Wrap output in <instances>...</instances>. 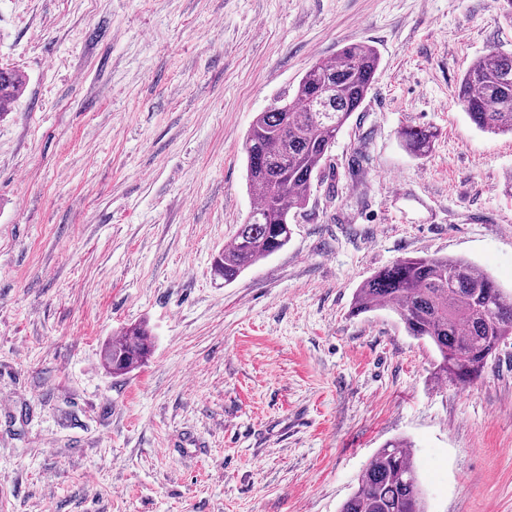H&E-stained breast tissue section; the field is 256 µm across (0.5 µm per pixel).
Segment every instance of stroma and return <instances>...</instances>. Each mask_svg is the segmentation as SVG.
<instances>
[{"label": "stroma", "instance_id": "1", "mask_svg": "<svg viewBox=\"0 0 512 512\" xmlns=\"http://www.w3.org/2000/svg\"><path fill=\"white\" fill-rule=\"evenodd\" d=\"M358 42L380 66L329 182L224 283L255 116ZM493 49L501 0H0L26 76L0 119V512H338L395 439L426 512H512V339L460 390L391 309L351 312L405 257L512 293V136L457 98ZM138 323L150 355L112 374ZM405 149L416 157L427 156L434 145L435 132L422 127L406 126L400 132ZM151 349V333L146 326L139 324L127 328L120 337L109 340L104 359L113 373H127L142 362Z\"/></svg>", "mask_w": 512, "mask_h": 512}]
</instances>
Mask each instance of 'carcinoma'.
<instances>
[{
	"mask_svg": "<svg viewBox=\"0 0 512 512\" xmlns=\"http://www.w3.org/2000/svg\"><path fill=\"white\" fill-rule=\"evenodd\" d=\"M379 65L372 45H347L308 68L293 100H278L256 115L243 149L247 185L258 201L215 259L214 273L224 282L288 244L290 214L307 207L313 184L324 177L332 145L363 104ZM22 88L16 71L0 68V117L11 111ZM458 98L476 128L512 134V55L492 51L477 60L462 77ZM400 136L416 157L428 155L436 138L432 130L413 126L404 127ZM388 305L410 335L434 345L440 356L435 375L444 382L478 380L488 360L512 337V294L464 259H399L362 283L352 313ZM151 349V333L139 324L109 340L104 359L113 372L127 373ZM339 512H425L410 445L392 441L378 449Z\"/></svg>",
	"mask_w": 512,
	"mask_h": 512,
	"instance_id": "carcinoma-1",
	"label": "carcinoma"
}]
</instances>
